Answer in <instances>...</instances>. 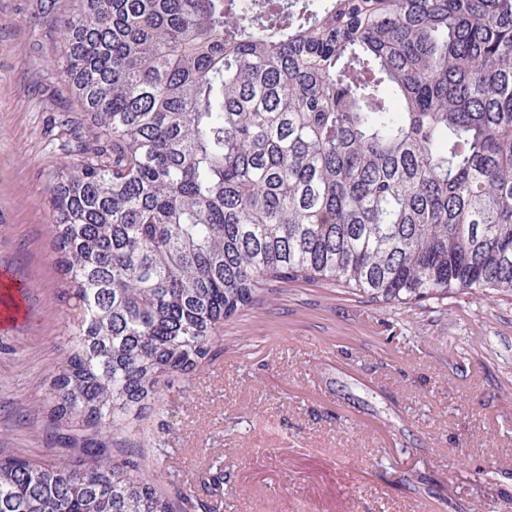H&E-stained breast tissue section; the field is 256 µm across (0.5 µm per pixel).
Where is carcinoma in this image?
I'll return each instance as SVG.
<instances>
[{
    "mask_svg": "<svg viewBox=\"0 0 512 512\" xmlns=\"http://www.w3.org/2000/svg\"><path fill=\"white\" fill-rule=\"evenodd\" d=\"M57 34L91 138L52 176L50 415L95 439L0 458V512H175L112 437L270 282L512 296V0H64Z\"/></svg>",
    "mask_w": 512,
    "mask_h": 512,
    "instance_id": "carcinoma-1",
    "label": "carcinoma"
}]
</instances>
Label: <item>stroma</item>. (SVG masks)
Listing matches in <instances>:
<instances>
[{
    "mask_svg": "<svg viewBox=\"0 0 512 512\" xmlns=\"http://www.w3.org/2000/svg\"><path fill=\"white\" fill-rule=\"evenodd\" d=\"M54 0H0V458L50 461L79 419L46 402L74 347L48 233L51 173L68 159ZM156 468L170 499L218 512H512V297L457 291L381 308L347 289L281 281L224 326L113 455Z\"/></svg>",
    "mask_w": 512,
    "mask_h": 512,
    "instance_id": "obj_1",
    "label": "stroma"
}]
</instances>
